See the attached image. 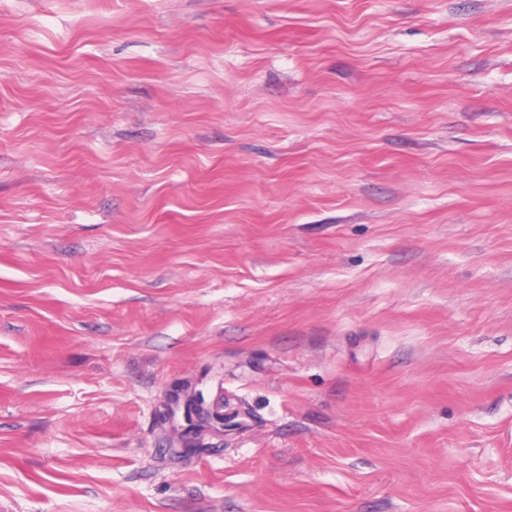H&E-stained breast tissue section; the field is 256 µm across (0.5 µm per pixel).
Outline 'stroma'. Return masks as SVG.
Returning <instances> with one entry per match:
<instances>
[{
  "label": "stroma",
  "instance_id": "obj_1",
  "mask_svg": "<svg viewBox=\"0 0 512 512\" xmlns=\"http://www.w3.org/2000/svg\"><path fill=\"white\" fill-rule=\"evenodd\" d=\"M0 512H512V0H0Z\"/></svg>",
  "mask_w": 512,
  "mask_h": 512
}]
</instances>
